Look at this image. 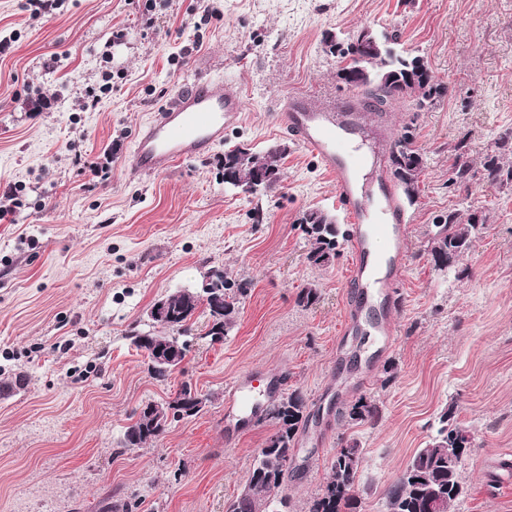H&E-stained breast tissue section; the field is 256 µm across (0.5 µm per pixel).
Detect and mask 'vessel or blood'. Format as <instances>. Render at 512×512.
Listing matches in <instances>:
<instances>
[{
	"mask_svg": "<svg viewBox=\"0 0 512 512\" xmlns=\"http://www.w3.org/2000/svg\"><path fill=\"white\" fill-rule=\"evenodd\" d=\"M368 104L357 96L334 100L304 93L289 95L276 122L280 129L317 159L330 175L350 226V270L345 286V328H353L360 312L378 301L395 298L394 285L406 268L407 220L387 173L380 149L390 134L378 124L376 146L358 149L345 136L359 127ZM244 103L222 80L200 75L184 82L135 133L134 171L154 175L179 162L195 159L221 142L240 121ZM283 378L267 381L255 392L252 374L240 375L226 387L224 418L249 425L259 420L266 402L286 386Z\"/></svg>",
	"mask_w": 512,
	"mask_h": 512,
	"instance_id": "vessel-or-blood-1",
	"label": "vessel or blood"
}]
</instances>
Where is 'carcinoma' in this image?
Listing matches in <instances>:
<instances>
[{
  "label": "carcinoma",
  "instance_id": "obj_1",
  "mask_svg": "<svg viewBox=\"0 0 512 512\" xmlns=\"http://www.w3.org/2000/svg\"><path fill=\"white\" fill-rule=\"evenodd\" d=\"M364 34L362 29L346 46L337 43L330 48V53L340 58L336 76L345 85L361 90L366 99L378 105L411 98L418 111L448 94V85L434 80L427 71L418 73L420 57L397 53L391 37L375 32L371 37L376 50L368 52L362 42ZM412 140V126L407 125L398 139L406 151L398 155L391 152L388 158L391 174L410 202L419 193L424 165L422 155L412 147ZM495 147L496 154L486 157L483 163L484 180L489 186L512 183V133L497 139ZM285 153L286 147L282 145H272L262 155L248 147L224 152L221 161L224 184L243 190L262 174L266 177L264 190L273 191L281 182L280 161ZM452 155L450 182L467 189L473 174L466 139L453 145ZM300 227L311 244L307 254L309 263L324 266L339 255L340 229L329 214L309 209L300 218ZM476 227L475 215L464 221L458 211H449L432 238L430 254L434 266L439 270L451 268L468 254ZM247 292V283L233 281L219 270L203 280L198 289L180 290L161 298L168 306L167 316L162 320L152 319V329L148 331L131 329L128 337L148 360L157 351L168 348L177 350L182 362L187 346L178 334L194 331L198 310L208 317L203 337L225 336L234 325L239 304ZM379 415L380 406L372 397L361 396L346 410V418L353 425L372 424ZM132 418L124 433L125 448H142L167 430V426L156 423L142 408L134 410ZM267 418L275 431L254 460L248 477L250 497L229 501L226 512H289L284 487L296 436L308 421L303 397L296 390L281 396L268 409ZM473 447V439L458 420L455 404H448L438 419L435 434L416 450L388 488L385 512H428L426 503L432 496L440 498L437 512H449L467 492L458 457L466 456ZM362 459L363 449L355 443L339 449L331 462L330 476L309 512H356L355 486Z\"/></svg>",
  "mask_w": 512,
  "mask_h": 512
}]
</instances>
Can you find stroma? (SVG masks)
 Returning <instances> with one entry per match:
<instances>
[{
  "label": "stroma",
  "mask_w": 512,
  "mask_h": 512,
  "mask_svg": "<svg viewBox=\"0 0 512 512\" xmlns=\"http://www.w3.org/2000/svg\"><path fill=\"white\" fill-rule=\"evenodd\" d=\"M396 33L448 94L415 111L387 106L393 135L414 127L424 158L406 204L407 267L386 351L341 336L348 245L308 262L299 218L343 223L336 188L275 122L288 95H349L330 41ZM223 80L242 121L201 158L157 175L131 169L137 126L186 79ZM512 131V0H61L52 14L0 0V512H225L273 427H224V391L246 371L287 375L309 420L296 437L286 493L309 512L339 448L358 443L359 512H383L388 487L448 403L476 444L469 487L451 512H512V184L488 186L483 162ZM467 138L474 177L449 185L450 147ZM284 143L282 182L249 195L218 160L246 144ZM483 225L458 266L435 269L430 242L449 210ZM249 288L224 340L189 336L180 369L147 371L131 327L161 296L200 287L211 270ZM316 285L318 301L300 291ZM189 382L208 403L156 441H120L139 406ZM377 400L376 424L339 412Z\"/></svg>",
  "instance_id": "1"
}]
</instances>
